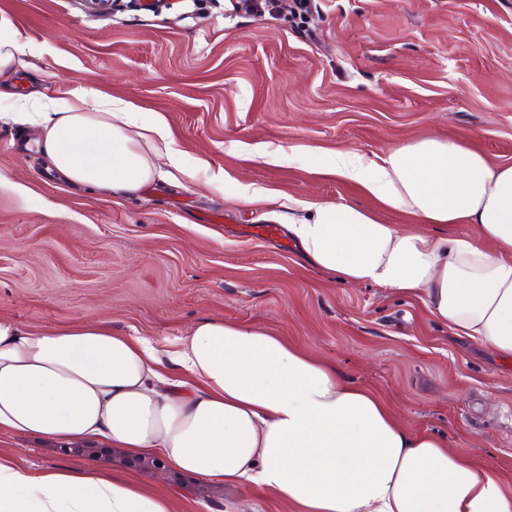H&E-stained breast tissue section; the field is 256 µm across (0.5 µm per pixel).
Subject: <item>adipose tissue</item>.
Masks as SVG:
<instances>
[{"label": "adipose tissue", "mask_w": 512, "mask_h": 512, "mask_svg": "<svg viewBox=\"0 0 512 512\" xmlns=\"http://www.w3.org/2000/svg\"><path fill=\"white\" fill-rule=\"evenodd\" d=\"M5 106L37 131L50 171L115 199L163 167L197 165L172 148L164 116L94 84ZM320 171L418 227L345 201L305 203L288 231L313 268L418 298L454 336L512 360V164L430 137L372 158L332 152ZM460 224L472 234H456ZM0 432L159 453L174 470L250 482L295 512H512L497 472L411 430L286 338L234 322L199 321L163 356L105 321L35 331L0 316ZM0 512H170V502L95 466L34 473L0 457Z\"/></svg>", "instance_id": "adipose-tissue-1"}]
</instances>
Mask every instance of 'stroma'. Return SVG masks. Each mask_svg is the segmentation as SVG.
Returning <instances> with one entry per match:
<instances>
[{"mask_svg": "<svg viewBox=\"0 0 512 512\" xmlns=\"http://www.w3.org/2000/svg\"><path fill=\"white\" fill-rule=\"evenodd\" d=\"M235 2L168 0L154 12L115 0L94 14L81 0H0L34 48L17 94L103 85L164 113L174 148L207 164L115 200L58 182L25 148L33 130L1 117L0 315L35 330L104 320L162 351L204 318L265 328L495 470L512 496V364L453 336L419 299L315 270L287 232L262 234L273 223L264 207L233 195L254 183L282 213L343 200L411 227L356 184L317 175L325 153L437 137L512 164V0H308L300 16ZM259 143L305 151L272 165L246 153ZM218 171L220 190L209 182ZM0 456L34 472L125 474L171 512H292L265 490L156 472L121 448L93 459L1 433Z\"/></svg>", "mask_w": 512, "mask_h": 512, "instance_id": "obj_1", "label": "stroma"}]
</instances>
